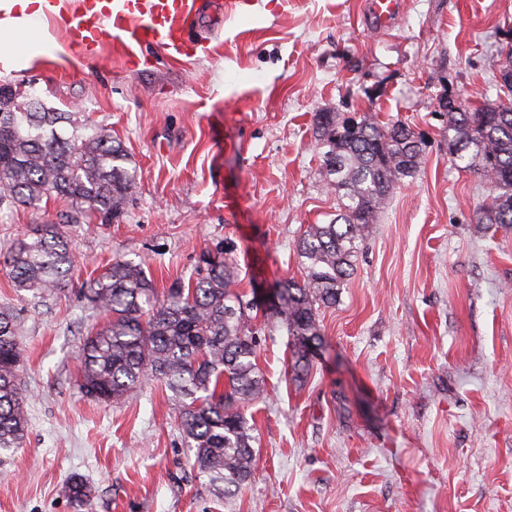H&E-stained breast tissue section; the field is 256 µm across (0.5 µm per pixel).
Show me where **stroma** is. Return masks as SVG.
<instances>
[{
  "label": "stroma",
  "mask_w": 512,
  "mask_h": 512,
  "mask_svg": "<svg viewBox=\"0 0 512 512\" xmlns=\"http://www.w3.org/2000/svg\"><path fill=\"white\" fill-rule=\"evenodd\" d=\"M375 32L365 0H195L182 52L131 39L92 48L54 26L15 40L0 72L48 106L120 140L139 177L120 221L71 229L63 292L19 298L0 266V306L21 310L26 443L0 463V512H512V228L476 215L490 184L448 152L445 96L496 102L512 50V0H405ZM372 111L408 124L425 153L361 245L307 376L290 336L256 320L266 394L246 404L255 464L234 497L198 480L171 392L146 379L102 404L77 386L78 349L104 316L83 282L144 260L156 289L188 280L200 254L230 246L241 291L301 279L295 241L328 223L314 118ZM65 203L0 210V247ZM64 493L77 511H85L91 500L92 489L82 476L71 475L65 483Z\"/></svg>",
  "instance_id": "1"
}]
</instances>
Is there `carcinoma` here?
<instances>
[{
	"instance_id": "cac0c4a2",
	"label": "carcinoma",
	"mask_w": 512,
	"mask_h": 512,
	"mask_svg": "<svg viewBox=\"0 0 512 512\" xmlns=\"http://www.w3.org/2000/svg\"><path fill=\"white\" fill-rule=\"evenodd\" d=\"M448 149L459 168L485 177L492 202L478 223L512 226V82L492 106L446 112ZM321 172L340 201L328 224H309L295 248L303 279L278 280L252 298L237 289L238 267L224 248L204 252L197 277L158 293L141 261L119 259L82 288L106 321L80 346L77 385L84 396L118 403L155 377L173 393L178 419L193 452L197 477L231 497L250 479L254 426L244 404L260 398L265 382L256 364L252 311L293 337V368L310 362L322 343L321 307L336 304L355 258L394 186L417 172L421 142L402 122L381 124L371 113L315 115ZM138 172L120 141L77 112H60L39 98L0 84V208L34 210L43 197L67 202L61 224H41L4 249L6 273L17 292L33 298L64 290L73 266L67 224L123 216ZM18 314L0 309V459L23 446L30 393L21 379L24 346ZM79 512L92 489L80 475L64 486Z\"/></svg>"
}]
</instances>
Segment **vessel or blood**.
<instances>
[{"label":"vessel or blood","instance_id":"obj_1","mask_svg":"<svg viewBox=\"0 0 512 512\" xmlns=\"http://www.w3.org/2000/svg\"><path fill=\"white\" fill-rule=\"evenodd\" d=\"M97 9V0H46L44 15L87 44L125 35L167 49L181 50V19L189 0H109ZM404 8L403 0H368V26L381 30L392 25Z\"/></svg>","mask_w":512,"mask_h":512}]
</instances>
